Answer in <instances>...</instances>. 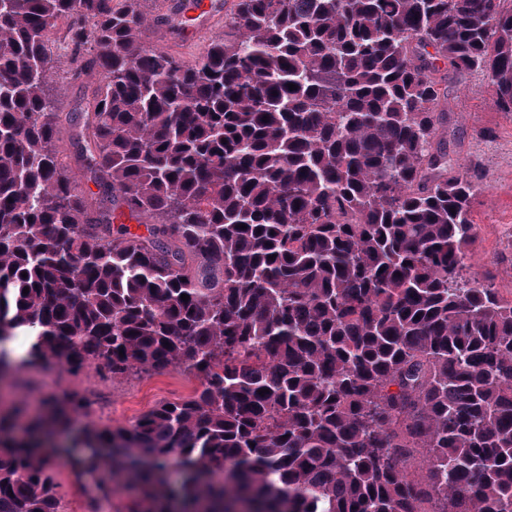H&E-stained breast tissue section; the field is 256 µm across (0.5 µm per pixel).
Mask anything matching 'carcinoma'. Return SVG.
<instances>
[{
  "label": "carcinoma",
  "instance_id": "cac0c4a2",
  "mask_svg": "<svg viewBox=\"0 0 512 512\" xmlns=\"http://www.w3.org/2000/svg\"><path fill=\"white\" fill-rule=\"evenodd\" d=\"M144 2L0 6V334L199 386L128 425L79 391L0 410V512H61L48 448L88 512L125 484L128 512H512V298L465 278L438 66L511 113L512 0H235L190 65ZM61 22L77 112L45 91Z\"/></svg>",
  "mask_w": 512,
  "mask_h": 512
}]
</instances>
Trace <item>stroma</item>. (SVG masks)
I'll return each mask as SVG.
<instances>
[{
    "instance_id": "35a3bbf8",
    "label": "stroma",
    "mask_w": 512,
    "mask_h": 512,
    "mask_svg": "<svg viewBox=\"0 0 512 512\" xmlns=\"http://www.w3.org/2000/svg\"><path fill=\"white\" fill-rule=\"evenodd\" d=\"M164 0H148L145 10L155 21L157 31L149 32L152 44L166 48L185 62H192L204 47V40L185 43L175 26L181 19L194 17L193 0H171L173 7L163 11ZM91 74H72L66 57H59L46 92L57 111H74L90 96ZM493 91L484 74L473 71L463 78L448 79V153L469 167L481 189L472 201V217L477 239L471 247L469 274L497 288L500 295L512 297V115L497 111ZM22 379L47 393L79 390L92 396V421L126 425L155 405L177 401L193 392L197 379L172 369L155 371L128 379H101L94 369L73 376L52 364L37 371L22 370Z\"/></svg>"
}]
</instances>
